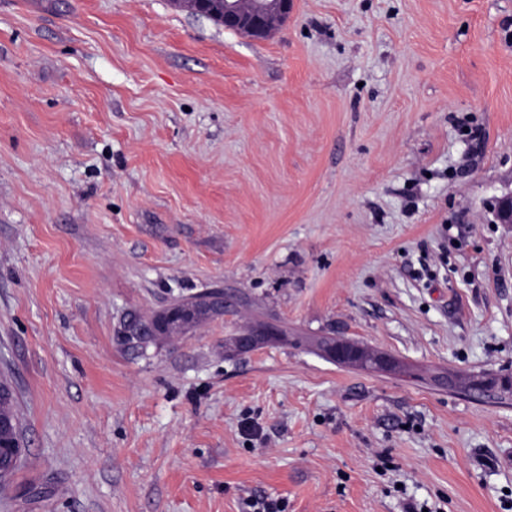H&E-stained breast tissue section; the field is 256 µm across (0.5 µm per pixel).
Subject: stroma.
I'll return each instance as SVG.
<instances>
[{"label":"stroma","mask_w":512,"mask_h":512,"mask_svg":"<svg viewBox=\"0 0 512 512\" xmlns=\"http://www.w3.org/2000/svg\"><path fill=\"white\" fill-rule=\"evenodd\" d=\"M510 195L512 0H0V512H512ZM179 7L219 20L225 29L255 36L268 33L282 23L292 0H172ZM215 22L219 23L217 20ZM328 355L340 364H356L364 367L382 369L390 365L386 357L362 346L336 339L327 346Z\"/></svg>","instance_id":"obj_1"}]
</instances>
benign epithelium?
<instances>
[{"label":"benign epithelium","instance_id":"7a95c632","mask_svg":"<svg viewBox=\"0 0 512 512\" xmlns=\"http://www.w3.org/2000/svg\"><path fill=\"white\" fill-rule=\"evenodd\" d=\"M174 4L219 20L224 28L255 36L268 33L282 23L292 8V0H173ZM328 355L340 364H356L382 369L390 365L386 357L362 346L338 339L328 344ZM470 392L481 396L491 390L512 394V382L474 377Z\"/></svg>","mask_w":512,"mask_h":512}]
</instances>
